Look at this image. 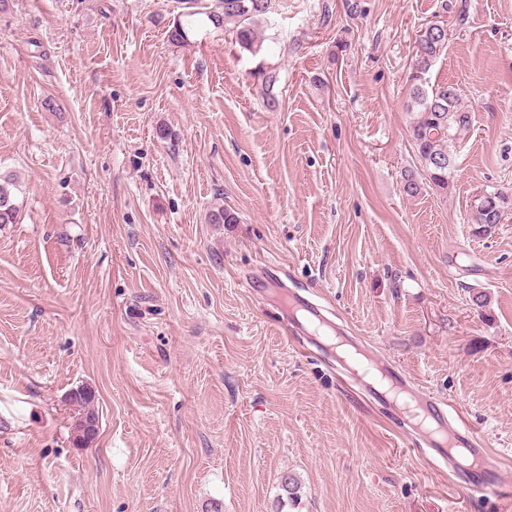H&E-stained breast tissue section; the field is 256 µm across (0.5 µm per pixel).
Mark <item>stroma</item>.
Masks as SVG:
<instances>
[{"mask_svg":"<svg viewBox=\"0 0 512 512\" xmlns=\"http://www.w3.org/2000/svg\"><path fill=\"white\" fill-rule=\"evenodd\" d=\"M456 2L272 0L256 54L203 15L170 42L181 0L0 13L20 209L0 225V512H512L464 497L245 286L268 269L301 287L451 404L512 485V218L469 222L512 191V0H469L463 24ZM432 22L448 47L430 80L473 129L447 193L409 197L406 78ZM216 206L236 223H208ZM263 89L264 104L269 109H274L279 105V100L273 90L278 82V73L274 69H261L254 74ZM512 205L511 196L503 192H495L486 195L471 215L470 224L478 225L481 232H487L495 224H501L506 209ZM94 395L91 390L81 389L72 396V403L78 407V414L81 415L75 424L74 438L77 444L87 445L95 437L98 418L92 405Z\"/></svg>","mask_w":512,"mask_h":512,"instance_id":"obj_1","label":"stroma"}]
</instances>
